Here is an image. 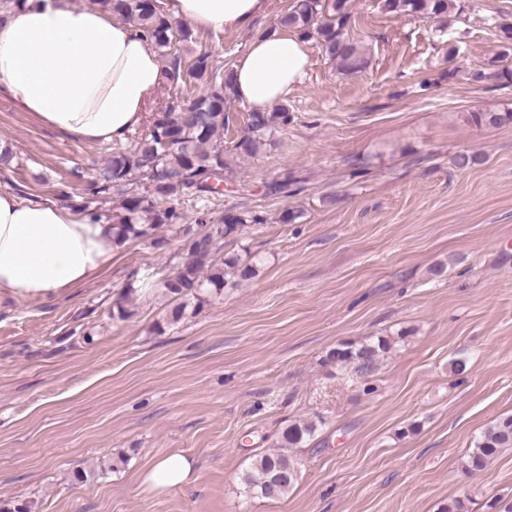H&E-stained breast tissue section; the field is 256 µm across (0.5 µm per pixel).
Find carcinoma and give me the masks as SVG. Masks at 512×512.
Instances as JSON below:
<instances>
[{
    "label": "carcinoma",
    "instance_id": "cac0c4a2",
    "mask_svg": "<svg viewBox=\"0 0 512 512\" xmlns=\"http://www.w3.org/2000/svg\"><path fill=\"white\" fill-rule=\"evenodd\" d=\"M103 12L117 14L134 24L165 58L163 78L177 92L201 84L205 91L193 95L187 103L169 105L151 113L145 130L134 133L129 149L112 151V156L96 168L79 204L112 224L115 241L148 239L156 250L168 241L155 236V230L174 228L186 259L170 278L163 281L162 293L178 301L171 315L179 320L187 302L202 304L223 295L257 274V265L238 255L217 258L220 239H239L249 224L263 218L236 207L224 209L218 223H211L205 201L223 191L224 183L233 181L231 158L259 153L266 141L288 125V107L280 105L272 112H251L248 134L226 140L229 126L226 104L233 99L229 74L208 52L171 51L172 43L184 47L196 43L194 32L182 25L175 27L160 0H87ZM381 9L395 16L445 18L453 0H381ZM349 0H293L280 24L298 32L304 39H314L325 54L346 73L359 72L365 60L356 43L350 41ZM473 120L481 125L512 124V108L494 112H476ZM189 196L199 204L194 222L174 203L179 196ZM115 203L112 214H103L98 202ZM390 347L385 336L360 342H342L331 349L326 360L339 367L355 366L370 372L379 356ZM313 420H296L280 437L279 449L256 456L242 475L245 492L251 498L278 499L293 487L298 476L295 461L283 452L300 448L315 435ZM502 448H512V415L498 418L474 441L463 465L467 473L481 470L487 460Z\"/></svg>",
    "mask_w": 512,
    "mask_h": 512
}]
</instances>
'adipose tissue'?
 Here are the masks:
<instances>
[{
  "label": "adipose tissue",
  "instance_id": "1",
  "mask_svg": "<svg viewBox=\"0 0 512 512\" xmlns=\"http://www.w3.org/2000/svg\"><path fill=\"white\" fill-rule=\"evenodd\" d=\"M265 0H171L174 17L200 30H243ZM304 42L287 28L257 35L234 62V94L260 112L283 102L306 74ZM161 82L159 59L134 26L70 0H19L0 12V90L43 124L89 143L123 139L137 128ZM112 227L67 207L0 191V291L34 300L80 286L107 269ZM193 462L155 460L143 474L155 491L189 484Z\"/></svg>",
  "mask_w": 512,
  "mask_h": 512
}]
</instances>
